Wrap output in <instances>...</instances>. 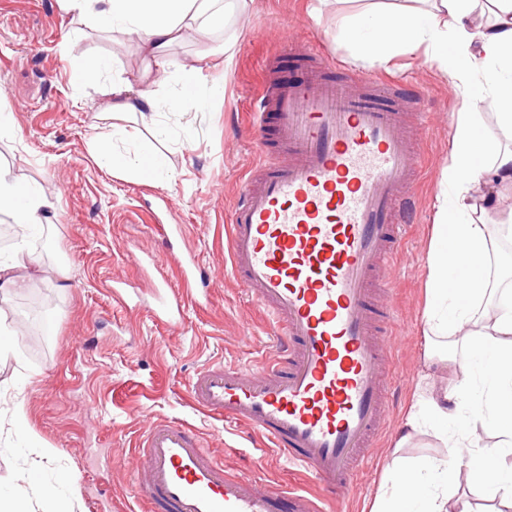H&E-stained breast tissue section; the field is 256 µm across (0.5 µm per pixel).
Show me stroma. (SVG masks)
Segmentation results:
<instances>
[{
    "instance_id": "1",
    "label": "stroma",
    "mask_w": 512,
    "mask_h": 512,
    "mask_svg": "<svg viewBox=\"0 0 512 512\" xmlns=\"http://www.w3.org/2000/svg\"><path fill=\"white\" fill-rule=\"evenodd\" d=\"M359 0H251L246 11L226 6L223 23L208 38L174 47L165 66L118 32L103 33L71 19L58 0H0V113L12 121L0 131V171L37 188L53 205L49 221L20 232L8 216L10 244L0 262L17 251L40 267L13 291L0 293V323L14 349L0 358V497L33 476L37 487L59 489L74 512H149L137 501L133 469L139 439L150 420L177 421L198 429L206 448L231 473L283 491L313 489L311 478L288 470L273 451L256 458L249 433H228L224 423L198 412L187 386L203 365L252 367L276 348L265 314L224 269V227L238 200L239 179L256 157V99L272 61L282 80L309 72L288 52L296 34L336 59L329 78L349 73L402 81L420 89L427 114L421 150L425 167L412 187L417 221L397 254L398 271L384 299L396 323L393 351L384 363L393 416L371 450L370 467L343 493L338 512H371L394 460L427 467L442 448L430 428L397 448L408 407L426 373L420 360L428 306L429 243L445 186L449 142L464 105L452 83L423 51L398 55L391 64L359 60L343 40L339 20L360 14ZM73 39L72 54L59 50ZM229 68L204 71L199 109H163L130 119L114 144L123 154L146 147L164 155L159 178L99 165L88 149L105 133L100 115L113 81L132 90L153 89L174 100L183 94L181 72L196 55L223 58ZM104 68L97 83L78 85L80 60ZM159 224L185 226L180 249L195 255V281L207 303L187 306L183 328L166 329L155 317L154 259H165ZM125 283L133 302L112 299L113 282ZM23 404L26 428L17 432L12 411ZM83 479L62 483V473Z\"/></svg>"
}]
</instances>
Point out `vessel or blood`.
Listing matches in <instances>:
<instances>
[{"label": "vessel or blood", "instance_id": "vessel-or-blood-1", "mask_svg": "<svg viewBox=\"0 0 512 512\" xmlns=\"http://www.w3.org/2000/svg\"><path fill=\"white\" fill-rule=\"evenodd\" d=\"M300 49L317 68L264 87L257 157L225 230L229 270L270 316L280 347L252 368L205 365L188 393L203 413L259 435L315 489L233 476L189 427L156 420L135 473L155 512H321L358 480L392 411L379 330L390 313L379 302L402 228L416 219L405 186L420 174L421 150L402 114L417 102L394 83L336 85L326 77L334 59L307 41ZM172 260L180 279H159L155 315L178 328L198 264Z\"/></svg>", "mask_w": 512, "mask_h": 512}]
</instances>
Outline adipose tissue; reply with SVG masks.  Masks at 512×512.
<instances>
[{
	"label": "adipose tissue",
	"mask_w": 512,
	"mask_h": 512,
	"mask_svg": "<svg viewBox=\"0 0 512 512\" xmlns=\"http://www.w3.org/2000/svg\"><path fill=\"white\" fill-rule=\"evenodd\" d=\"M214 0H60L63 9L103 32H121L145 54L165 60L168 50L189 35L206 36L208 13ZM426 8L379 5L367 11L371 35H364L358 19L344 23L346 39L366 61L387 62L393 51H429L449 75L470 110L463 113L451 138L448 165V206L442 209L429 246L427 290L431 306H446L447 314L434 328L437 336L454 337L457 344L481 351L483 383L474 387L462 374L453 387L428 386L416 394L401 442L416 432V417L428 413L439 427L455 424L450 437L455 448L471 443L468 420L477 418L497 430L496 441L472 453L468 481L481 495L512 501V294L484 308L480 302L490 288H508L512 278L493 280L471 270L470 258L487 260L485 218L495 212L498 228L512 236V0H426ZM495 109L500 142L479 136L473 126L474 108ZM163 103L149 90L131 93L113 83L101 108L105 119L122 122L141 110L161 109ZM89 150L105 167L124 165L138 175L154 176L162 158L145 151L119 158L107 135L93 138ZM50 202L34 187L20 184L0 172V213L27 229L44 224ZM464 232L466 253L448 254V226ZM461 270L456 287L448 285V265ZM457 470L447 460L434 459L428 480L410 469L395 476L383 505L372 512H451L448 484ZM0 512H66L59 497L32 486H14Z\"/></svg>",
	"instance_id": "adipose-tissue-1"
}]
</instances>
